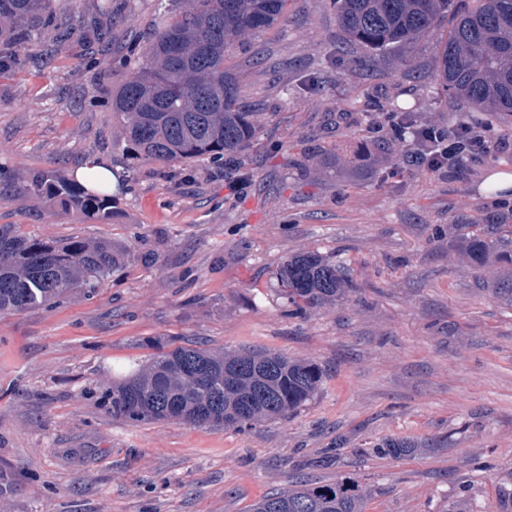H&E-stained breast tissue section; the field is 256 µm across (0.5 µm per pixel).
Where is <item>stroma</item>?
<instances>
[{"instance_id":"1","label":"stroma","mask_w":512,"mask_h":512,"mask_svg":"<svg viewBox=\"0 0 512 512\" xmlns=\"http://www.w3.org/2000/svg\"><path fill=\"white\" fill-rule=\"evenodd\" d=\"M113 15L109 50L73 31L63 51L37 40L0 75V225L44 240L109 239L124 265L92 294L0 314V512H250L299 478L370 486L366 512H447L459 486L478 512H512V306L495 261L462 260L465 225L503 213L512 189V122L436 93L440 25L412 66L351 71L334 47L332 0H288L273 28L228 60L259 128L248 184L201 158L134 156L112 94L161 19L158 0H83ZM454 129L461 115L496 149L466 171L411 166L392 118ZM388 154L367 163L377 139ZM317 154H309V147ZM91 158L120 182L101 221L23 191L36 173H74ZM318 252L353 284L336 304L289 312L278 292L285 258ZM251 347L309 359L318 395L285 421L215 430L112 418L106 389L159 344ZM341 438L339 461L321 448ZM384 438L420 449L366 454ZM492 461L476 478L471 461Z\"/></svg>"}]
</instances>
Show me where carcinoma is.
<instances>
[{
  "label": "carcinoma",
  "mask_w": 512,
  "mask_h": 512,
  "mask_svg": "<svg viewBox=\"0 0 512 512\" xmlns=\"http://www.w3.org/2000/svg\"><path fill=\"white\" fill-rule=\"evenodd\" d=\"M168 18L151 37L144 57L112 96L133 150L163 163L204 155L236 159L259 128L243 109L236 75L226 66L242 37L272 28L287 0H161ZM50 0H0V73L11 68L32 38L49 28ZM341 44L366 55L354 66L391 63L412 52L444 19L437 83L448 96L487 114L486 123L512 118V0H334ZM79 24L103 41L108 31L69 4ZM437 142L415 144L422 166L434 163ZM26 191L66 210L108 220L112 198L87 190L63 171L38 174ZM463 254L482 267L490 257L512 266V225L485 224L466 234ZM126 258L107 240L72 237L46 241L0 225V313L21 314L91 292ZM279 292L288 306L307 312L342 298L350 283L336 260L306 252L284 260ZM323 371L311 360L205 345L158 347L136 371L108 392L112 417L131 423L178 421L244 431L261 422L286 420L319 392ZM420 444L389 439L371 453L410 455ZM369 488L354 482H295L268 495L251 512H363Z\"/></svg>",
  "instance_id": "carcinoma-1"
}]
</instances>
